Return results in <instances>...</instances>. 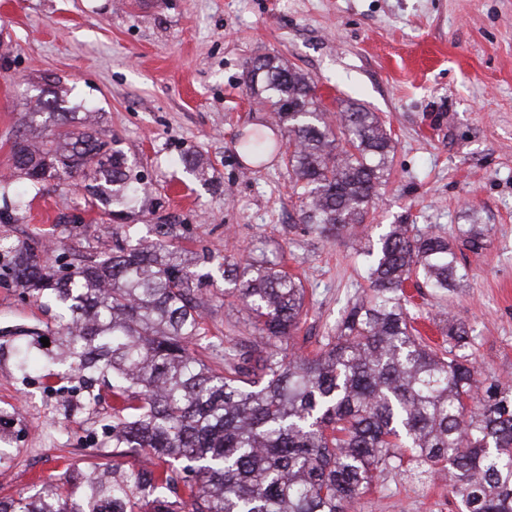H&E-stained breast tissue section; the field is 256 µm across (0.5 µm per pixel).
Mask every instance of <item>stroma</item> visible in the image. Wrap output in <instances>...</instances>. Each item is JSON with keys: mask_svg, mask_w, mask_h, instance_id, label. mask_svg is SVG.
<instances>
[{"mask_svg": "<svg viewBox=\"0 0 512 512\" xmlns=\"http://www.w3.org/2000/svg\"><path fill=\"white\" fill-rule=\"evenodd\" d=\"M264 54L307 73L325 110L354 103L381 117L395 149L368 234L391 224L433 230L465 272L448 292L411 289V323L441 350L452 345L449 322L465 324L480 378L512 382V0H0V176L11 171L27 91L56 78L70 103L94 109L150 186L113 221L72 183L50 181L0 222V241L102 259L115 242L145 243L155 225L173 224L187 258L277 254L306 289L307 314L288 348L315 353L368 282L348 233L299 223L284 156L247 167L236 153L239 132L270 122L245 85ZM184 155L204 159V178L186 172ZM474 218L488 227L476 252L463 244ZM207 288L208 338H247V314L224 298L221 271ZM54 323V312L0 279V335L16 343ZM69 386L22 383L0 351V409L30 403L0 465V498L52 489L64 470L111 460L101 430L111 406L73 409ZM353 510L459 512L440 476L410 468L382 475Z\"/></svg>", "mask_w": 512, "mask_h": 512, "instance_id": "stroma-1", "label": "stroma"}]
</instances>
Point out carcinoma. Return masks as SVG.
<instances>
[{
	"label": "carcinoma",
	"mask_w": 512,
	"mask_h": 512,
	"mask_svg": "<svg viewBox=\"0 0 512 512\" xmlns=\"http://www.w3.org/2000/svg\"><path fill=\"white\" fill-rule=\"evenodd\" d=\"M251 94L269 104L273 125L238 142L261 161L285 143L300 221L321 233L356 234L383 184L393 139L374 112L349 106L330 118L311 77L277 56L247 68ZM60 82L35 88L12 166L27 181L73 179L101 214H121L145 193L118 140L74 126ZM175 225L156 239L103 260L63 265L29 244L7 247L3 267L22 293L54 307L61 352L53 370L112 398V450L168 457L167 468L96 469L75 490L67 474L51 494L21 492L0 512H350L386 471L412 464L440 472L462 512H512V384L474 378L468 331L448 322L454 341L438 354L413 334L405 283L445 290L460 278L448 240L391 224L359 250L368 292L345 311L336 335L313 356L285 352L305 308L301 281L272 260L224 255V281L248 313L250 337L213 341L202 326L201 285L209 272L176 256ZM471 221L464 242L483 247ZM15 347L27 379L31 346Z\"/></svg>",
	"instance_id": "cac0c4a2"
}]
</instances>
